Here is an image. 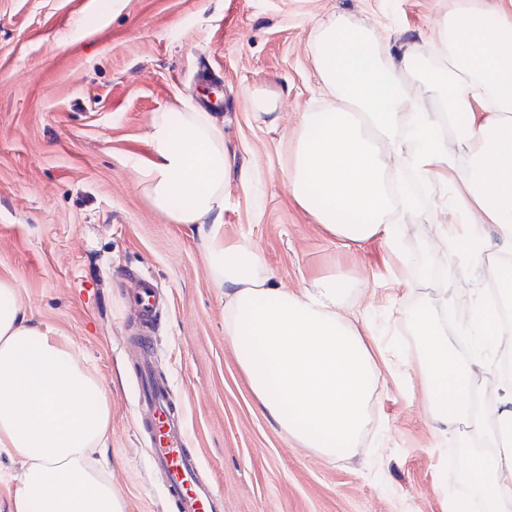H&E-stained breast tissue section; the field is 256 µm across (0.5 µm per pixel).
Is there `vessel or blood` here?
Masks as SVG:
<instances>
[{"instance_id": "1", "label": "vessel or blood", "mask_w": 512, "mask_h": 512, "mask_svg": "<svg viewBox=\"0 0 512 512\" xmlns=\"http://www.w3.org/2000/svg\"><path fill=\"white\" fill-rule=\"evenodd\" d=\"M135 285L138 292L134 305L143 330L148 331L161 314L163 298L152 275L138 276ZM139 350V407L152 466L163 474L179 512H221L223 497L205 477L198 450L188 447L168 387L152 373V348L147 338H140Z\"/></svg>"}]
</instances>
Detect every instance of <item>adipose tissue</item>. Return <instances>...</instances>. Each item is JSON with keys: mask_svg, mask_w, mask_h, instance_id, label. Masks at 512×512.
I'll use <instances>...</instances> for the list:
<instances>
[{"mask_svg": "<svg viewBox=\"0 0 512 512\" xmlns=\"http://www.w3.org/2000/svg\"><path fill=\"white\" fill-rule=\"evenodd\" d=\"M430 53L441 64L408 81L425 53L393 54L374 31L345 19L317 22L312 51L323 91L301 113L288 183L297 201L343 245L380 237L395 245L397 209L413 205L401 168L452 185L444 239L457 246L494 227L492 258L473 257L496 282L501 308L478 296L468 324L481 347L512 342V0L495 10L450 0ZM180 130L154 123L152 156L138 169L153 206L207 241V272L224 303V335L260 407L297 445L345 458L358 446L381 367L372 338L346 305L342 277L279 286L261 255L224 238V138L205 112ZM417 385L435 431L479 440L460 469L481 512H512V379L478 401L481 362L462 365L429 306L409 316ZM112 402L69 344L29 316L17 285L0 280V448L23 466L13 512H123L96 455Z\"/></svg>", "mask_w": 512, "mask_h": 512, "instance_id": "adipose-tissue-1", "label": "adipose tissue"}]
</instances>
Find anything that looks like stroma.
Masks as SVG:
<instances>
[{"instance_id": "obj_1", "label": "stroma", "mask_w": 512, "mask_h": 512, "mask_svg": "<svg viewBox=\"0 0 512 512\" xmlns=\"http://www.w3.org/2000/svg\"><path fill=\"white\" fill-rule=\"evenodd\" d=\"M448 0H0V279L28 314L74 345L112 399L108 473L123 512H177L150 463L135 383L140 321L130 279L151 273L170 298L153 338L156 369L184 408L191 447L224 512H448L469 445L437 439L414 376L404 316L442 267L457 335L476 273L442 244L440 179L400 215L399 254L382 239L342 246L294 198L286 176L301 112L320 105L316 21L370 26L401 52L439 38ZM212 117L229 175L224 236L260 252L277 282L364 280L351 302L393 358L354 455L296 446L256 403L224 337V305L195 227L172 223L138 183L161 118Z\"/></svg>"}]
</instances>
